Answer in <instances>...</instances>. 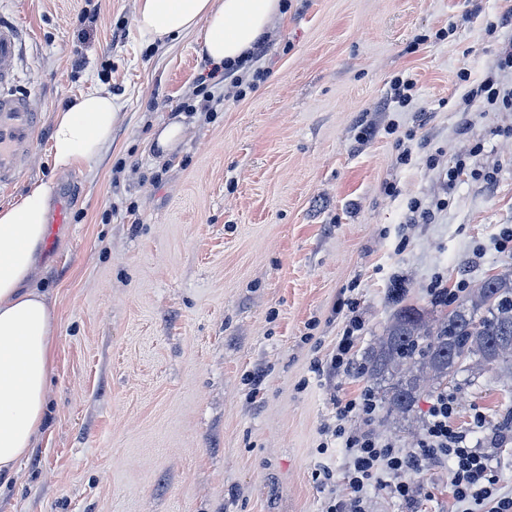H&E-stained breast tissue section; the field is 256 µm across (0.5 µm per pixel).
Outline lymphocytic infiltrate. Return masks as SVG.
Returning a JSON list of instances; mask_svg holds the SVG:
<instances>
[{
  "instance_id": "f902f5d3",
  "label": "lymphocytic infiltrate",
  "mask_w": 512,
  "mask_h": 512,
  "mask_svg": "<svg viewBox=\"0 0 512 512\" xmlns=\"http://www.w3.org/2000/svg\"><path fill=\"white\" fill-rule=\"evenodd\" d=\"M512 73V42L501 47L494 71L473 85L463 96L464 109L484 102L512 110V87H505L502 77ZM346 321L336 348L327 359L324 371L334 377L355 370V347L363 323L357 315L358 303L347 299ZM378 408L371 388H363L354 397L338 400L336 424L326 430L331 441L341 442L349 454L343 479L350 490L347 497H329L325 512H367L365 493L369 486L382 482L383 474H392L396 483L389 492L405 500L412 499L424 471L442 461L451 464L452 495L456 502H470L480 512H512V495L497 492V477L490 457L471 446L468 432L456 423L457 407L448 393L431 397L424 436L417 450L395 447L378 438L369 423Z\"/></svg>"
}]
</instances>
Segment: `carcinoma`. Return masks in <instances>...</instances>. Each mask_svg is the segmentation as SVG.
Segmentation results:
<instances>
[{
  "instance_id": "1",
  "label": "carcinoma",
  "mask_w": 512,
  "mask_h": 512,
  "mask_svg": "<svg viewBox=\"0 0 512 512\" xmlns=\"http://www.w3.org/2000/svg\"><path fill=\"white\" fill-rule=\"evenodd\" d=\"M466 362L512 372V271L492 275L430 320L413 306L400 307L362 371L373 379L394 372L380 406L399 415L414 411L425 383L442 387Z\"/></svg>"
}]
</instances>
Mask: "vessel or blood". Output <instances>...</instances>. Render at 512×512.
<instances>
[{"label": "vessel or blood", "instance_id": "obj_1", "mask_svg": "<svg viewBox=\"0 0 512 512\" xmlns=\"http://www.w3.org/2000/svg\"><path fill=\"white\" fill-rule=\"evenodd\" d=\"M20 32L0 24V187L15 185L23 175L39 125L28 95L16 89Z\"/></svg>", "mask_w": 512, "mask_h": 512}]
</instances>
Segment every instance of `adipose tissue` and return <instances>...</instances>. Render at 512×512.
<instances>
[{
	"instance_id": "1",
	"label": "adipose tissue",
	"mask_w": 512,
	"mask_h": 512,
	"mask_svg": "<svg viewBox=\"0 0 512 512\" xmlns=\"http://www.w3.org/2000/svg\"><path fill=\"white\" fill-rule=\"evenodd\" d=\"M282 0H136L134 24L150 44L198 34L196 51L236 66L269 35ZM121 119L106 89L73 96L53 115L49 155L66 171L96 159ZM53 181H31L19 200L0 205V480L13 478L45 420L56 362L55 313L28 287L49 234Z\"/></svg>"
}]
</instances>
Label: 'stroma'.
I'll return each mask as SVG.
<instances>
[{
    "label": "stroma",
    "instance_id": "stroma-1",
    "mask_svg": "<svg viewBox=\"0 0 512 512\" xmlns=\"http://www.w3.org/2000/svg\"><path fill=\"white\" fill-rule=\"evenodd\" d=\"M287 3L262 43L266 79L239 98L195 35L146 43L136 0H0V22L22 33L20 87L43 117L0 205L41 178L70 196V221L52 225L30 280L57 315L46 430L0 489V512H324L318 466L348 492L345 449L318 451L336 402L377 386L317 372L345 295L364 322L360 366L397 310L395 286L427 312L435 280L470 290L512 268L497 246L512 228V112L458 109L460 73L482 80L512 38V25L489 28L512 0ZM408 73L417 86L402 108L390 87ZM205 74L211 113L194 93ZM102 86L124 114L111 143L55 171L54 112ZM177 117L176 152L148 149ZM406 137L408 164L396 148ZM416 199L433 213L412 224ZM447 390L459 426L484 413L472 441L512 493V444L487 443L512 423V377L476 367ZM431 396L399 422L375 416L373 432L416 449ZM422 481L409 502L369 488L368 512H453L448 465Z\"/></svg>",
    "mask_w": 512,
    "mask_h": 512
}]
</instances>
